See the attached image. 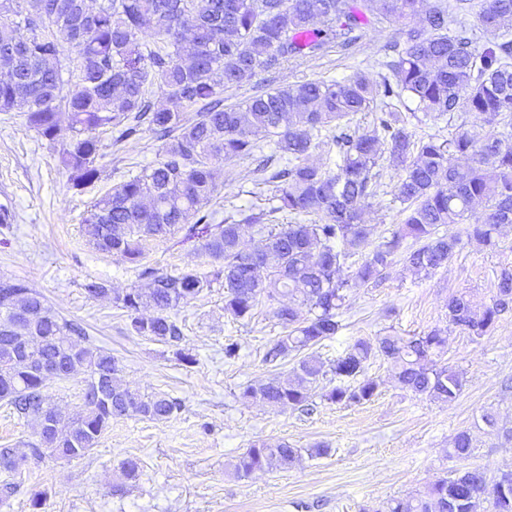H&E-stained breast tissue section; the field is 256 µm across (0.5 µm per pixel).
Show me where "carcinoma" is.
<instances>
[{
  "label": "carcinoma",
  "instance_id": "cac0c4a2",
  "mask_svg": "<svg viewBox=\"0 0 512 512\" xmlns=\"http://www.w3.org/2000/svg\"><path fill=\"white\" fill-rule=\"evenodd\" d=\"M471 0H0V112H22L39 137L60 144L59 161L75 188L95 184L104 156L102 135L114 143L152 132L161 141L157 163L112 187L83 220L84 235L97 250L139 264L145 288L113 297L131 317L138 336L170 345L184 338L172 312L203 291L224 288V314L252 318L261 304L281 327L265 355L275 363L337 334V311L350 287L339 277L353 257L352 280L377 285L395 262L428 276L448 264L462 238L485 245L512 225V0H483L476 26L462 22L448 31V16L465 13ZM420 18L389 46L373 80L363 72L343 81L315 79L268 87L226 105L224 90L249 84L258 72L282 62L320 54L329 43L350 51L375 22ZM323 21L324 28L314 27ZM493 36L483 51L474 29ZM25 30L26 35L19 34ZM160 92L167 105L151 94ZM415 104L410 116L457 121L448 139L418 138L396 104ZM373 116L374 130L359 132L354 116ZM263 135L274 145L264 153ZM337 150L335 167L309 161L317 148ZM249 159L277 205L240 220L216 222L210 208L218 186L215 165ZM401 170L393 201L402 223L369 246L372 225L362 211L380 194V161ZM481 221L468 223L473 206ZM276 212L293 216L271 224ZM202 240L212 271L163 272L142 263L144 243L178 225ZM256 228L246 246L241 226ZM463 224V235L441 231ZM288 297V303L281 297ZM308 306V316L300 308ZM151 308L154 315L141 318ZM512 311V270L503 269L490 303L473 307L465 292L448 299V325L480 339ZM80 325L62 318L24 281L0 277V401L34 421L38 440L26 448H0V503L21 488L25 473L45 458L71 460L89 453L117 418L164 421L182 408L179 399L145 394L122 385L112 353L82 345ZM446 339L437 330L423 336H382L356 341L325 365L299 358L292 376L248 385L242 396L285 411H311L314 384L343 370L347 383L325 394L347 406L370 400L378 383L363 375L372 357L388 360L395 377L433 401L455 399L460 373L441 363ZM47 363L56 379L84 375V412L73 417L44 394L39 373ZM472 441L461 432L450 457L465 460ZM301 449L283 442L250 444L234 471L291 465ZM512 471L488 481L477 469L456 470L424 496L391 500L385 512H512Z\"/></svg>",
  "mask_w": 512,
  "mask_h": 512
}]
</instances>
